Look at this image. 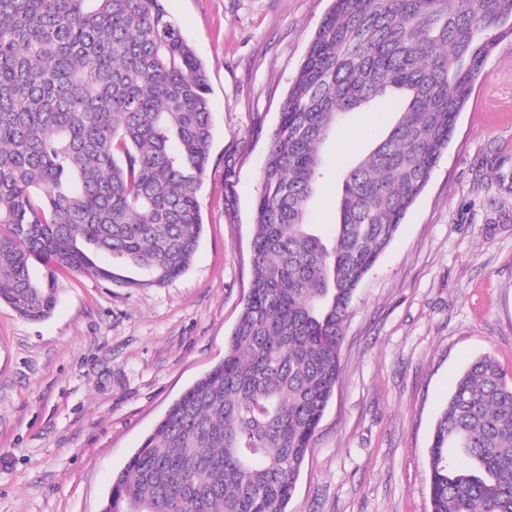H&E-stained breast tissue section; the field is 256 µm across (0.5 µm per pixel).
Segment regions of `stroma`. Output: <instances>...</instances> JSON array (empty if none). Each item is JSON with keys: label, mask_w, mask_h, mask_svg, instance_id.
I'll return each mask as SVG.
<instances>
[{"label": "stroma", "mask_w": 512, "mask_h": 512, "mask_svg": "<svg viewBox=\"0 0 512 512\" xmlns=\"http://www.w3.org/2000/svg\"><path fill=\"white\" fill-rule=\"evenodd\" d=\"M163 4L209 78L202 237L161 288L70 274L43 322L0 304V512H101L169 405L223 360L248 294L268 141L331 0ZM396 119L354 113L322 144L311 221L325 243L343 164ZM484 353L512 377V38L494 48L429 183L356 292L288 512H429L432 427Z\"/></svg>", "instance_id": "stroma-1"}]
</instances>
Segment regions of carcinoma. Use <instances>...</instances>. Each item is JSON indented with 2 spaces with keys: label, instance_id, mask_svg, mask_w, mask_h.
Returning a JSON list of instances; mask_svg holds the SVG:
<instances>
[{
  "label": "carcinoma",
  "instance_id": "carcinoma-1",
  "mask_svg": "<svg viewBox=\"0 0 512 512\" xmlns=\"http://www.w3.org/2000/svg\"><path fill=\"white\" fill-rule=\"evenodd\" d=\"M508 37L512 0H332L271 135L253 277L224 359L168 407L102 512H288L356 290ZM208 94L205 63L163 0H0V304L39 322L65 273L163 286L188 269L214 136ZM393 94L395 124L342 172L329 248L308 224L319 146ZM428 479L431 512H512V379L492 356L449 395Z\"/></svg>",
  "mask_w": 512,
  "mask_h": 512
}]
</instances>
